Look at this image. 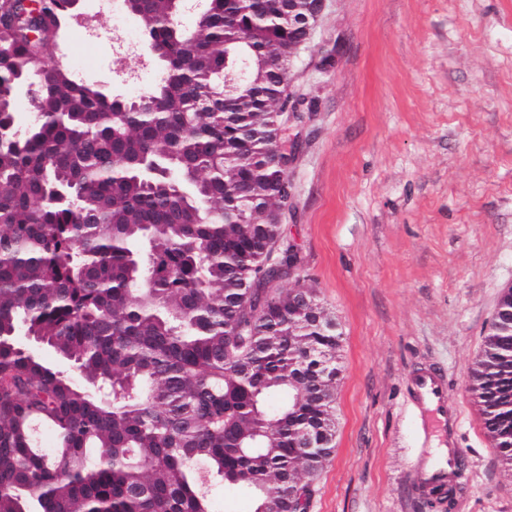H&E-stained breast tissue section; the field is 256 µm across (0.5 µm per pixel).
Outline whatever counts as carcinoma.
I'll list each match as a JSON object with an SVG mask.
<instances>
[{
	"label": "carcinoma",
	"instance_id": "obj_1",
	"mask_svg": "<svg viewBox=\"0 0 512 512\" xmlns=\"http://www.w3.org/2000/svg\"><path fill=\"white\" fill-rule=\"evenodd\" d=\"M290 4L208 0L188 28L135 0L162 75L126 99L45 65L69 0H0V512H216L209 479L306 512L299 431L333 454L342 333L267 287L299 256L266 263L284 231L256 222L285 204ZM21 83L40 103L23 129ZM469 391L512 467V288Z\"/></svg>",
	"mask_w": 512,
	"mask_h": 512
}]
</instances>
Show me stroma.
<instances>
[{
	"label": "stroma",
	"mask_w": 512,
	"mask_h": 512,
	"mask_svg": "<svg viewBox=\"0 0 512 512\" xmlns=\"http://www.w3.org/2000/svg\"><path fill=\"white\" fill-rule=\"evenodd\" d=\"M108 23L76 28L57 59L133 98L160 77L138 46L123 66ZM300 110L283 210L300 278L342 332L336 450L309 512H431L408 470L421 416L406 381L434 366L460 413L469 476L453 512H512L468 390L498 300L512 286V0H323L290 68Z\"/></svg>",
	"instance_id": "obj_1"
}]
</instances>
